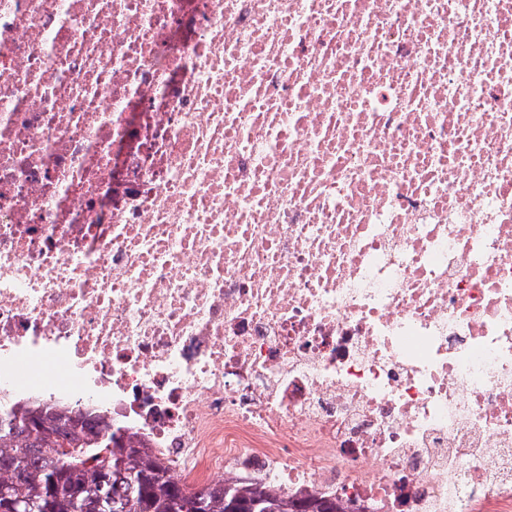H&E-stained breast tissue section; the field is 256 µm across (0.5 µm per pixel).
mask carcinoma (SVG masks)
<instances>
[{
    "instance_id": "cac0c4a2",
    "label": "carcinoma",
    "mask_w": 512,
    "mask_h": 512,
    "mask_svg": "<svg viewBox=\"0 0 512 512\" xmlns=\"http://www.w3.org/2000/svg\"><path fill=\"white\" fill-rule=\"evenodd\" d=\"M132 436L109 432L89 416L68 417L48 407L18 402L0 416V487L25 505V512H47L48 498L65 496L72 485L70 512H84L88 501L99 512H175L184 485ZM93 458L104 473L75 465ZM205 512H338L332 499L301 500L273 491L261 482H227L196 490Z\"/></svg>"
}]
</instances>
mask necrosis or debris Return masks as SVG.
<instances>
[{
    "label": "necrosis or debris",
    "mask_w": 512,
    "mask_h": 512,
    "mask_svg": "<svg viewBox=\"0 0 512 512\" xmlns=\"http://www.w3.org/2000/svg\"><path fill=\"white\" fill-rule=\"evenodd\" d=\"M0 391L512 512V0H0Z\"/></svg>",
    "instance_id": "4bbe7bcc"
}]
</instances>
